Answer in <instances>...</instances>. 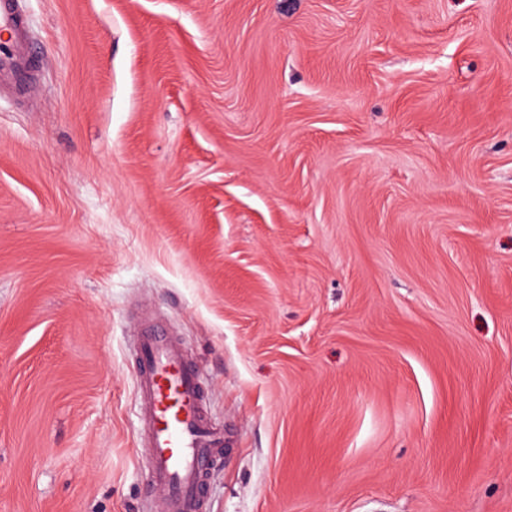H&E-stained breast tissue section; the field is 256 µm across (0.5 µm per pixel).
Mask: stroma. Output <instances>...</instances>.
<instances>
[{
    "mask_svg": "<svg viewBox=\"0 0 512 512\" xmlns=\"http://www.w3.org/2000/svg\"><path fill=\"white\" fill-rule=\"evenodd\" d=\"M0 512H151L138 314L203 512H512V0H24ZM137 357L142 465L148 484L161 491L156 511L202 512V461L221 441L202 412L197 373L180 344L160 331L138 337Z\"/></svg>",
    "mask_w": 512,
    "mask_h": 512,
    "instance_id": "stroma-1",
    "label": "stroma"
}]
</instances>
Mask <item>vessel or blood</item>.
I'll list each match as a JSON object with an SVG mask.
<instances>
[{"instance_id":"1","label":"vessel or blood","mask_w":512,"mask_h":512,"mask_svg":"<svg viewBox=\"0 0 512 512\" xmlns=\"http://www.w3.org/2000/svg\"><path fill=\"white\" fill-rule=\"evenodd\" d=\"M0 75L24 83L33 68L25 14L18 0H0ZM137 388L144 414L142 465L161 492L158 512H202L208 452L220 444L202 412L201 389L179 343L159 331L137 341Z\"/></svg>"}]
</instances>
